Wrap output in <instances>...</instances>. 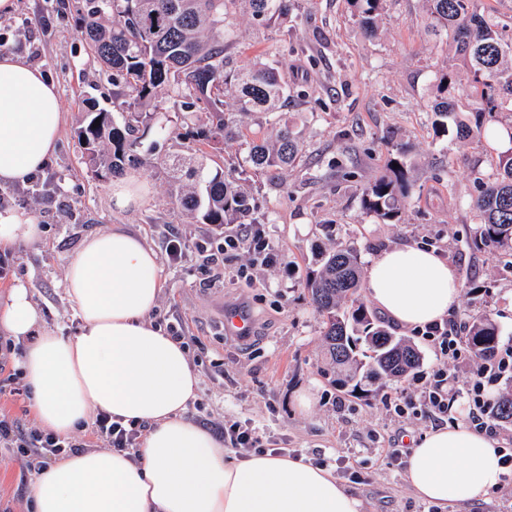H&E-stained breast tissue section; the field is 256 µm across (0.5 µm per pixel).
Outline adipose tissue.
Segmentation results:
<instances>
[{
	"label": "adipose tissue",
	"mask_w": 512,
	"mask_h": 512,
	"mask_svg": "<svg viewBox=\"0 0 512 512\" xmlns=\"http://www.w3.org/2000/svg\"><path fill=\"white\" fill-rule=\"evenodd\" d=\"M64 123L56 84L26 58L0 51V187L31 182ZM41 239L32 212L0 211V247ZM65 289L80 321L68 337L42 327L24 284L0 301V329L24 344L21 378L34 415L61 436L99 412L145 432L134 450L88 448L40 468L32 512H363L362 499L329 470L301 457L232 456L187 418L198 372L153 318L160 268L141 237L116 226L86 239L67 260ZM365 292L393 322L417 330L448 317L461 288L445 260L414 244L376 255ZM504 474L494 440L465 424L430 431L406 457L410 487L438 505L483 498Z\"/></svg>",
	"instance_id": "1"
}]
</instances>
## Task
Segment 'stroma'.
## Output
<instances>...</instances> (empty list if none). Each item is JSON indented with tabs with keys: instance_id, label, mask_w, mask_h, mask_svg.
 <instances>
[{
	"instance_id": "stroma-1",
	"label": "stroma",
	"mask_w": 512,
	"mask_h": 512,
	"mask_svg": "<svg viewBox=\"0 0 512 512\" xmlns=\"http://www.w3.org/2000/svg\"><path fill=\"white\" fill-rule=\"evenodd\" d=\"M290 4L287 15L263 24L238 11L224 47L230 68L260 59L280 70L291 91L281 118L302 135V153L280 179L253 175L248 182L255 216L278 254L270 266L252 264L243 250L230 259L198 250L216 232L172 204L166 166L140 169L146 199L125 210L110 202L111 181L87 172L76 131L87 104L112 110L114 88L76 30L78 0H17L15 12L0 17V48L38 64L56 83L66 113L57 152L43 172L27 185L0 187V210H31L44 230L38 245L0 251L11 266L0 297L24 284L45 326L75 335L79 319L64 286L66 261L87 237L122 225L162 258L156 320L190 337L197 397L213 423H241L264 447L323 461L367 512H512V480L484 501L448 509L415 495L405 478L409 441L468 421L466 399L457 397L448 416L434 420L395 413L394 403L410 391L406 378L384 383L368 399L338 389L323 357L322 319L304 287L320 252L332 246L355 247L366 265L388 247L422 244L453 266L459 282L476 279L488 287L479 296L461 293L450 316L458 330L487 312L502 341H512V256L468 243L477 184L492 175L497 153L512 142L485 152L455 132H434L424 106L438 71L449 64L448 48L429 42L422 0H387L370 39L347 0ZM209 127L200 110L149 138L159 155L193 151L211 170L243 162L250 139L275 133L258 114L239 117L237 138L224 143L207 141ZM394 159L406 163L412 195L399 220L388 223L363 208L362 192ZM173 236L193 247L177 264L163 259ZM244 265L245 279L237 275ZM238 308L254 323L246 338L224 330L225 316ZM305 393L313 401L307 410L300 405ZM394 449L399 459L391 458ZM31 479L19 456L0 454V500L12 502L15 512L29 508Z\"/></svg>"
}]
</instances>
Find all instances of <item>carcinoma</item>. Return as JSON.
Masks as SVG:
<instances>
[{
  "instance_id": "1",
  "label": "carcinoma",
  "mask_w": 512,
  "mask_h": 512,
  "mask_svg": "<svg viewBox=\"0 0 512 512\" xmlns=\"http://www.w3.org/2000/svg\"><path fill=\"white\" fill-rule=\"evenodd\" d=\"M383 2L349 0L370 36L376 33ZM423 2L431 35L438 43L449 42L455 64L471 74L464 88L456 86L450 68L436 75L434 99L427 105L433 129L448 131V115L462 110L468 118L456 121L457 136L478 147L490 146L489 137L496 132L512 141V123L491 124L493 114L512 112V41L478 10L477 0ZM238 5L262 23L288 13V0H83L78 32L122 97L120 120L100 111L77 131L84 164L95 177H117L151 164V154L140 151L142 136L151 131L158 114L169 111L168 95L184 111L204 106L212 117L215 142L235 134L240 114L259 112L275 119L274 139L258 137L249 144L245 162L253 171L273 180L295 161L301 135L276 120L288 97L278 69L261 61L227 69L224 41ZM168 166L176 185L173 204L203 224L245 223L250 214L242 183L245 171H212L185 156L169 159ZM410 187L408 169L400 163L365 187L362 205L392 222L408 204ZM472 209L476 228L470 245L512 252V152L497 155L495 171L482 183ZM360 266L358 250L341 247L307 273L304 286L323 320L336 386L367 397L382 377H402L416 369L421 355L369 310L360 294ZM500 336L499 326L482 312L472 317L466 341L476 357L486 358L497 350ZM496 417L512 425V395L497 399Z\"/></svg>"
}]
</instances>
